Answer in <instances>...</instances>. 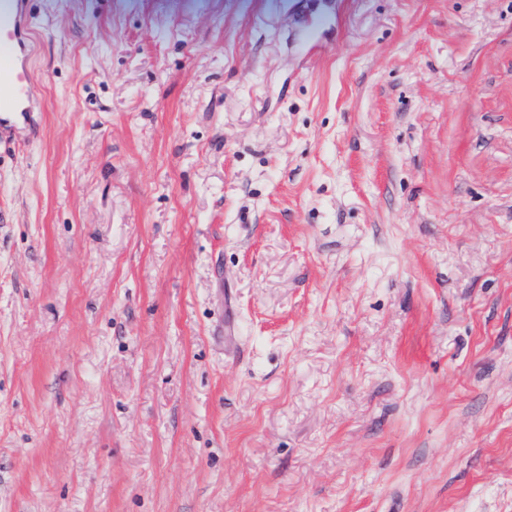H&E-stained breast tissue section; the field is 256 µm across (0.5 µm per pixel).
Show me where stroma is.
<instances>
[{
    "label": "stroma",
    "instance_id": "1",
    "mask_svg": "<svg viewBox=\"0 0 512 512\" xmlns=\"http://www.w3.org/2000/svg\"><path fill=\"white\" fill-rule=\"evenodd\" d=\"M281 3L32 0L0 512H512V0Z\"/></svg>",
    "mask_w": 512,
    "mask_h": 512
}]
</instances>
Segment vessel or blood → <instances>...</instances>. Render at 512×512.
I'll return each instance as SVG.
<instances>
[{"instance_id": "b4317fda", "label": "vessel or blood", "mask_w": 512, "mask_h": 512, "mask_svg": "<svg viewBox=\"0 0 512 512\" xmlns=\"http://www.w3.org/2000/svg\"><path fill=\"white\" fill-rule=\"evenodd\" d=\"M33 33L29 0H0V149L10 148L17 125L33 124L44 109L32 68Z\"/></svg>"}]
</instances>
